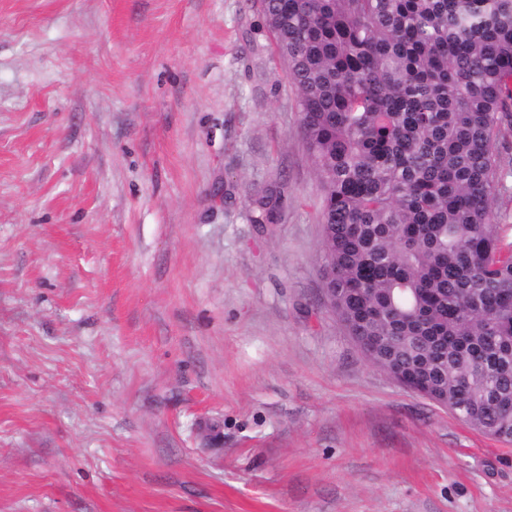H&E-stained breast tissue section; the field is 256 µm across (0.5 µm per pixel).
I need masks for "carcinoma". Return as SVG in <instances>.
Instances as JSON below:
<instances>
[{"label": "carcinoma", "instance_id": "cac0c4a2", "mask_svg": "<svg viewBox=\"0 0 512 512\" xmlns=\"http://www.w3.org/2000/svg\"><path fill=\"white\" fill-rule=\"evenodd\" d=\"M300 94L336 317L476 430L512 443V0H261ZM278 193L255 201L275 219Z\"/></svg>", "mask_w": 512, "mask_h": 512}]
</instances>
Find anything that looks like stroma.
Segmentation results:
<instances>
[{
	"label": "stroma",
	"instance_id": "1",
	"mask_svg": "<svg viewBox=\"0 0 512 512\" xmlns=\"http://www.w3.org/2000/svg\"><path fill=\"white\" fill-rule=\"evenodd\" d=\"M322 199L257 0H0V512H512L327 307ZM278 202L276 190H270L268 194L255 201V214L253 222L256 224L272 223L275 219Z\"/></svg>",
	"mask_w": 512,
	"mask_h": 512
}]
</instances>
